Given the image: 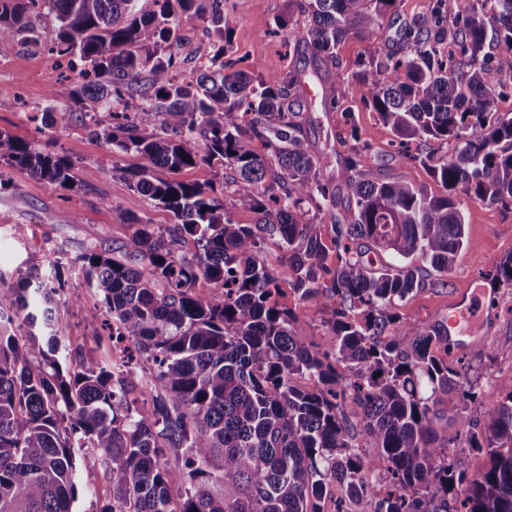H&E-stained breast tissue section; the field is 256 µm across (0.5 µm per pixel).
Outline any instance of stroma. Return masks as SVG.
I'll use <instances>...</instances> for the list:
<instances>
[{
	"label": "stroma",
	"mask_w": 512,
	"mask_h": 512,
	"mask_svg": "<svg viewBox=\"0 0 512 512\" xmlns=\"http://www.w3.org/2000/svg\"><path fill=\"white\" fill-rule=\"evenodd\" d=\"M224 14L233 29L231 56L238 70L268 81L291 69L302 73L308 106L297 121L321 162L324 177L337 193L332 212L312 209L306 215L309 222L317 224L323 241H330L333 235V217L349 215V173L342 161L351 154L365 151L375 155L380 163L379 175L385 180L444 194L443 185L414 156L433 152L454 157V141L430 139L400 144L390 127L342 80L369 54L387 52L392 46L393 29L366 39H346L337 51L340 64L334 67L323 64L310 48L295 40V33L304 30L307 18L289 11L288 0H226ZM179 27L183 37L177 49L179 58L201 69L208 66L211 41L202 22L185 15ZM54 37L52 20L44 19L39 44L20 47L0 58V129L18 138L37 136L32 105L49 96L57 113H64L72 105L70 83L61 78L58 60L47 50ZM46 136L51 140V152L73 162L76 185L63 189L33 178L25 170H12L10 183L0 188L1 271L45 270L56 261L73 262L95 246L117 248L132 233L127 219L134 215L151 224L173 223L170 212L154 206L122 176V168L135 166L137 157L111 153L106 143L90 137L75 121L48 130ZM463 215L465 244L448 273L432 274L427 287L399 302L395 311L400 325L430 324L447 316L457 297L465 293L475 306L492 315L491 336L448 354L450 364L464 366L469 396L458 391L442 396L434 416L440 435L452 439L450 459L463 461L477 472L487 465L488 457L484 451L466 447L467 431L459 416L464 413L481 418L487 404L502 399L500 382L512 376V285H498L492 295L482 293L487 273L512 256V206L467 199ZM281 254L277 238L265 239L260 257L275 271L279 303L295 311L299 327L309 339L319 347H328L332 342L329 310L319 301L299 297ZM68 292L77 301L59 309L62 336L71 345L83 346L96 357L108 359L112 343L107 329L101 322L87 319L89 311L99 307L98 297L77 272L68 277ZM78 488V512H98L112 500V481L103 470H81Z\"/></svg>",
	"instance_id": "stroma-1"
}]
</instances>
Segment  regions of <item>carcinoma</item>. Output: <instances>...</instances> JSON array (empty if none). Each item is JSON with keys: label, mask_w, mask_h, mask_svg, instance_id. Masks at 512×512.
Listing matches in <instances>:
<instances>
[{"label": "carcinoma", "mask_w": 512, "mask_h": 512, "mask_svg": "<svg viewBox=\"0 0 512 512\" xmlns=\"http://www.w3.org/2000/svg\"><path fill=\"white\" fill-rule=\"evenodd\" d=\"M394 3L289 0L308 18L300 41L337 68L340 44L375 35ZM494 3L491 14L474 2L450 19L447 0H430L400 24L398 48L369 55L352 75L396 136L452 139L456 154L418 157L446 188L440 196L380 179L367 153L349 157L354 208L345 222L331 216L332 268L304 219L306 203L336 205V188L295 122L300 78L233 69L224 0H0V57L38 41L46 13L56 22L51 50L75 74L73 110L57 118L51 99L33 106L44 126L79 121L113 152L138 156L121 174L175 219L161 229L129 217L134 231L120 248L77 258L110 335L125 339L109 363L58 336L62 264L0 285V512H76L82 466L112 477L100 512H324L332 482L358 512H512V377L500 384L504 400L468 422V447L489 455L472 474L448 460L450 439L433 425L440 395L465 380L438 357L448 325L402 328L393 312L425 287L423 267L445 274L462 250L459 195L512 206V118H492L490 80L512 74V0ZM185 14L213 38L203 71L174 51ZM11 167L73 188L68 160L0 130V187ZM186 168L195 181L172 178ZM226 172L256 223L227 215ZM266 236L279 238L300 298L331 310L330 349L273 299L274 271L256 255ZM201 280L215 288L207 300L194 296ZM492 282L512 284V257ZM352 309L361 319H347ZM140 363L152 369L144 386L133 376ZM360 434L373 455L360 451Z\"/></svg>", "instance_id": "carcinoma-1"}]
</instances>
